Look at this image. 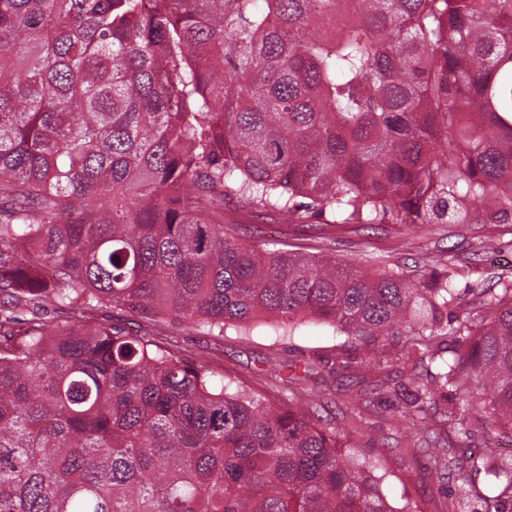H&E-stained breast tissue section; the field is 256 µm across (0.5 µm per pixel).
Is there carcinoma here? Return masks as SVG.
I'll return each mask as SVG.
<instances>
[{"label": "carcinoma", "mask_w": 512, "mask_h": 512, "mask_svg": "<svg viewBox=\"0 0 512 512\" xmlns=\"http://www.w3.org/2000/svg\"><path fill=\"white\" fill-rule=\"evenodd\" d=\"M0 196V512H425L294 400L218 385L108 307L213 336L308 313L367 348L401 336L436 372L353 409L419 423L454 381L512 439V283L447 321L443 256L370 272L271 250L217 207L512 224V0H0ZM426 444L448 512L512 507L495 445L478 467ZM101 320H106L109 323H118L122 326H125L128 330H133V332H139L141 335L148 334L154 329V325L150 323H146L140 318H136L130 316L129 314L122 312L120 310L112 311V308L103 311V316H101ZM130 322L139 323L140 327L132 324Z\"/></svg>", "instance_id": "obj_1"}]
</instances>
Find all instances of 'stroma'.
Here are the masks:
<instances>
[{
  "mask_svg": "<svg viewBox=\"0 0 512 512\" xmlns=\"http://www.w3.org/2000/svg\"><path fill=\"white\" fill-rule=\"evenodd\" d=\"M260 236L275 248L288 244L315 254L329 248L342 261H360L374 269L399 265L412 271L437 254H445L462 308L474 290L512 280V251L507 248L512 224H435L417 230L397 224L378 228L346 225L336 229L333 240L326 241L308 236L296 226L269 220L261 224ZM162 329L169 340L191 357L210 364L225 379L260 389L273 400L293 397L306 414L331 420L338 434L356 442L357 455L376 473L385 474L381 489L393 507H402L406 498L412 497L425 500L429 512H443L450 486L430 472L426 460L402 459L405 449L423 442L426 430L380 407L361 413L350 409L357 394L369 391L379 376L396 378L414 371L415 363L406 358L403 344L387 346V366L379 373L362 366L359 344L313 317L303 319L294 333L286 336L275 335L263 320L246 336L229 329L217 337L203 328L169 320L163 322ZM341 355L351 359L353 369L332 372ZM295 363L312 368L303 383L287 385L269 373L270 366Z\"/></svg>",
  "mask_w": 512,
  "mask_h": 512,
  "instance_id": "obj_1",
  "label": "stroma"
}]
</instances>
